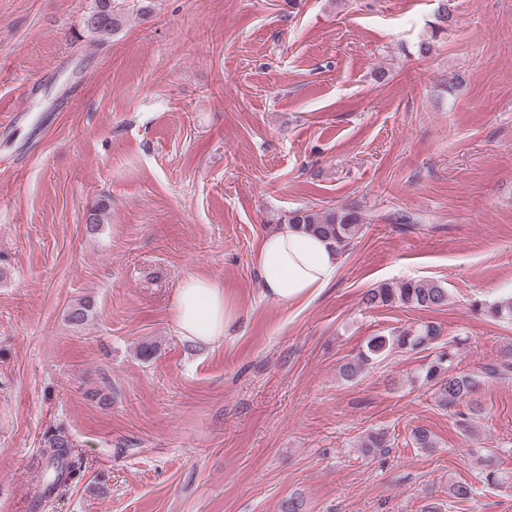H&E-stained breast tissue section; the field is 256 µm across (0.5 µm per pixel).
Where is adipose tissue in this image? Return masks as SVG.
<instances>
[{"instance_id":"obj_1","label":"adipose tissue","mask_w":512,"mask_h":512,"mask_svg":"<svg viewBox=\"0 0 512 512\" xmlns=\"http://www.w3.org/2000/svg\"><path fill=\"white\" fill-rule=\"evenodd\" d=\"M253 263L264 296L287 306L335 279L339 257L320 236L286 226L264 236ZM237 319L218 282L195 275L180 282L174 297L173 322L183 338L202 345L222 341Z\"/></svg>"}]
</instances>
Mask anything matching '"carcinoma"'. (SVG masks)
Listing matches in <instances>:
<instances>
[{
    "label": "carcinoma",
    "instance_id": "carcinoma-1",
    "mask_svg": "<svg viewBox=\"0 0 512 512\" xmlns=\"http://www.w3.org/2000/svg\"><path fill=\"white\" fill-rule=\"evenodd\" d=\"M98 10L88 16L86 26L96 34H110L123 24L120 11L114 9L112 0H98ZM285 223L327 239L336 252L344 254L351 242L358 238L364 228L363 215L354 207L327 209L294 210L286 216ZM363 303L369 307H383L399 304L422 310H437L448 305V289L435 281L409 279L395 286L382 284L369 289L363 296ZM483 314L496 321L512 322V298L502 299L483 309ZM441 328L434 322H424L415 328L393 329L369 337L353 359L339 367V375L345 381L357 380L370 366L379 363L396 353L422 352L439 349L435 358L426 362L416 379L433 391L436 405L442 409L464 407L466 412H458L462 417L460 426L469 437L477 432L478 420L483 416V408L476 396L489 383L512 378V347L505 348L498 359L480 364L469 371L456 370L453 348H439ZM50 454L48 463L53 475L47 479L45 488L55 492L64 486L77 484L83 479L81 467L72 459V445L68 438L56 431L47 438ZM390 447L385 432L368 433L360 442V448L370 453L379 448ZM485 467L484 483L499 486L512 479L496 466L497 452L492 448H477ZM448 495L462 502L475 495L472 485L454 482L448 486Z\"/></svg>",
    "mask_w": 512,
    "mask_h": 512
}]
</instances>
